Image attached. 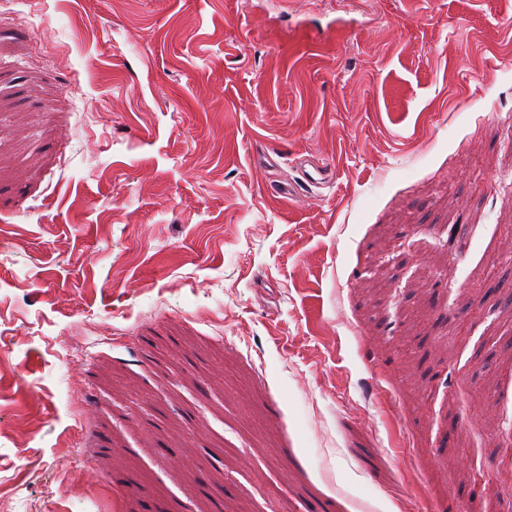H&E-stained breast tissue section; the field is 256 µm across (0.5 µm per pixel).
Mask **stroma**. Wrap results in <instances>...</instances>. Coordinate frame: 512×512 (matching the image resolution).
Returning <instances> with one entry per match:
<instances>
[{
  "mask_svg": "<svg viewBox=\"0 0 512 512\" xmlns=\"http://www.w3.org/2000/svg\"><path fill=\"white\" fill-rule=\"evenodd\" d=\"M312 507L512 512V0H0V512Z\"/></svg>",
  "mask_w": 512,
  "mask_h": 512,
  "instance_id": "obj_1",
  "label": "stroma"
}]
</instances>
